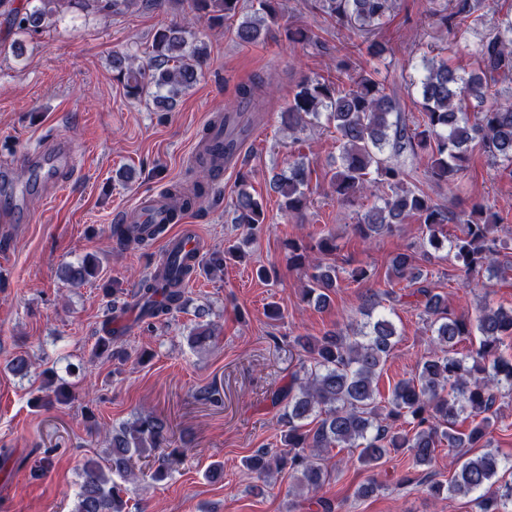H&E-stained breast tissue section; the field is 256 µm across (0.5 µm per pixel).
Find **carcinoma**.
Segmentation results:
<instances>
[{
  "mask_svg": "<svg viewBox=\"0 0 512 512\" xmlns=\"http://www.w3.org/2000/svg\"><path fill=\"white\" fill-rule=\"evenodd\" d=\"M213 28L239 19L235 37L239 44L256 43L261 36L280 27V0H256L251 15H243L242 0H179ZM135 0H26L20 8L15 0H0V15L13 19L22 32H37L56 22L63 8L88 11L109 9L120 13ZM318 9L341 26L370 34L383 24L394 0H317ZM443 26L480 24L484 32L474 46L478 70L460 73L444 61H429L417 85L421 98L419 116L408 118L377 78L378 71L352 75L342 62L336 80L306 77L288 106L280 112L281 125L301 133L326 119L336 130L339 166L329 179V187L345 203H355L365 191H378L379 203L367 209L352 225L364 241L388 235L411 217L423 224L422 253L410 247L396 253L386 271V284L408 283L413 307L421 310L431 330L427 350L416 363L415 374L398 381L385 401L377 398V380L398 343L397 329L386 315L375 313L384 301L403 302L405 295L394 291L374 292L362 307L367 318L350 334L341 328L320 336H298L294 343L307 362L288 384L272 392L271 401L282 407L279 421L281 453L259 448L243 459V466L262 480L272 469L288 468L294 485L309 494V505L319 512H334L335 505L317 492L329 482L335 467L327 463L331 448L358 449L357 461L375 467L393 454L409 453L415 464L431 466L436 450L446 445L464 458L448 483L431 482L433 496L447 492L473 496L475 512H512V465L488 449L491 427L498 419L496 404L501 389L512 390V356L500 352L504 338L512 339V308L484 305L473 315H457L448 308L445 296L432 286L419 260L448 250L463 272L466 282L483 274L505 278L512 271L509 261L500 260L505 248L495 228L498 214L492 207L473 204L469 213L455 214L420 190L407 186L408 173L386 149L408 153L421 161L438 183L454 185L466 169L469 151L478 144L492 166L512 174V90L501 86L512 81V18L499 15L490 0H447L439 14ZM284 35L292 44L314 43L303 27H286ZM152 56L147 64L135 66L126 58L112 61L115 79L128 96L139 99L152 95L166 107L183 90L194 85L202 74L206 51L201 45L187 48L183 29L167 25L156 30ZM347 87L340 88L341 78ZM224 121V144L215 142L211 128L200 140L196 163L199 178L189 190L170 189L171 199L186 212L204 203L217 201L213 191L218 172L226 160L240 153L248 128L226 111L216 116ZM313 169L303 159L288 163L287 170L273 179L285 213L300 216L310 203ZM250 172H238V190L231 206V223L253 235L265 221L263 203L249 191ZM461 224V235L448 237L445 227ZM112 238L121 247L146 246L136 224L112 225ZM336 235L322 233L304 243L286 244L288 266L302 270L306 277L304 297L324 307L337 287L338 268L334 264L312 262L311 252L324 257L336 253ZM240 257V249L230 245L213 251L201 260L210 269H219L228 259ZM170 268L161 277L145 276L130 288L106 287L109 299L102 335L97 337L93 357L125 362L130 354L125 346L126 328L114 322L128 309H137V322L152 327L184 308L186 284L196 272L188 260L169 259ZM99 264L84 259L61 268V277L74 286L99 276ZM218 325L209 321L194 328L187 341L196 350L212 342ZM480 334L478 346L457 355L455 346L464 338ZM16 376H29L32 361L16 354L7 362ZM42 395L39 407L63 405L72 399L67 384L52 368L41 372ZM193 399L201 405L221 401L215 384L198 388ZM474 425L459 432L455 425L462 414ZM175 430L166 418L144 412L126 421L106 436L104 455L87 458L82 465V481L70 512H129L122 483L135 481L136 464L152 470V480L167 478L182 463L185 450L172 447ZM483 448L480 455L469 449Z\"/></svg>",
  "mask_w": 512,
  "mask_h": 512,
  "instance_id": "1",
  "label": "carcinoma"
}]
</instances>
